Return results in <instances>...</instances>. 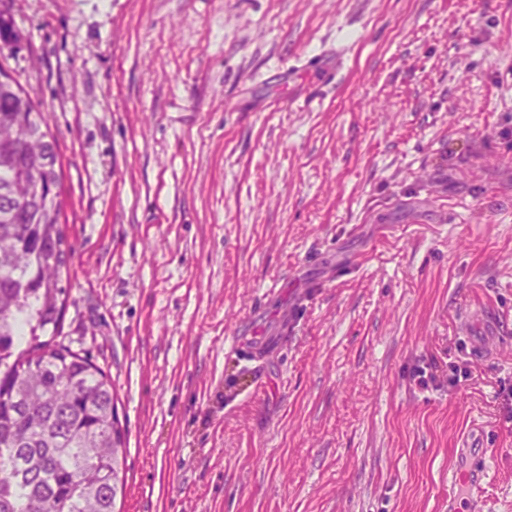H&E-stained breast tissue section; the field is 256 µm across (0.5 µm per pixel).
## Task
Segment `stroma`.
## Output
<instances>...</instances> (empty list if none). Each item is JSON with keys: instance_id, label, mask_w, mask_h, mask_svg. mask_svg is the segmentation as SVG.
<instances>
[{"instance_id": "stroma-1", "label": "stroma", "mask_w": 512, "mask_h": 512, "mask_svg": "<svg viewBox=\"0 0 512 512\" xmlns=\"http://www.w3.org/2000/svg\"><path fill=\"white\" fill-rule=\"evenodd\" d=\"M0 11L61 165L58 339L118 392L119 512H448L484 463L481 512H512V0ZM488 470L486 467L483 469H471L465 473H460L458 470L454 471L448 479V500L457 492L460 486L466 485L469 489L467 499L476 503H483V490L484 482L487 478Z\"/></svg>"}]
</instances>
